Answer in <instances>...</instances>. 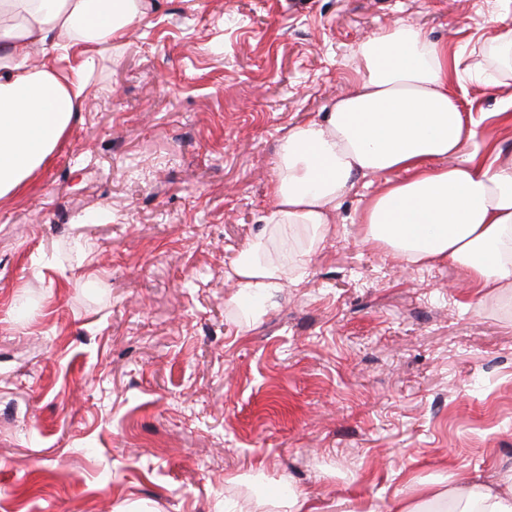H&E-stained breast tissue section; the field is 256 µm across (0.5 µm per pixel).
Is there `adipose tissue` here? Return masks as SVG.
Masks as SVG:
<instances>
[{
	"instance_id": "1",
	"label": "adipose tissue",
	"mask_w": 512,
	"mask_h": 512,
	"mask_svg": "<svg viewBox=\"0 0 512 512\" xmlns=\"http://www.w3.org/2000/svg\"><path fill=\"white\" fill-rule=\"evenodd\" d=\"M153 0H0V199L27 188L74 123L86 90L83 70L139 23ZM76 46L73 74L29 66L34 49ZM358 86L323 118L282 137L265 224L232 265L237 297L260 316L280 292L286 263L273 242L293 233L321 243L337 201L357 177L385 175L364 206L363 239L410 264L448 262L474 300L512 283V158L464 153L481 137L451 89L460 61L444 42L400 22L356 47ZM402 172L394 181L390 172ZM495 476L444 486L432 481L393 501L389 512H512V466Z\"/></svg>"
}]
</instances>
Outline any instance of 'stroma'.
Returning a JSON list of instances; mask_svg holds the SVG:
<instances>
[{"mask_svg":"<svg viewBox=\"0 0 512 512\" xmlns=\"http://www.w3.org/2000/svg\"><path fill=\"white\" fill-rule=\"evenodd\" d=\"M466 64L502 0H160L97 56L78 117L0 199V512H252L302 488L386 512L406 480L512 464V286L364 244L368 175L299 286L250 319L230 267L280 139L359 81L395 21ZM460 109L512 156V79Z\"/></svg>","mask_w":512,"mask_h":512,"instance_id":"1","label":"stroma"}]
</instances>
